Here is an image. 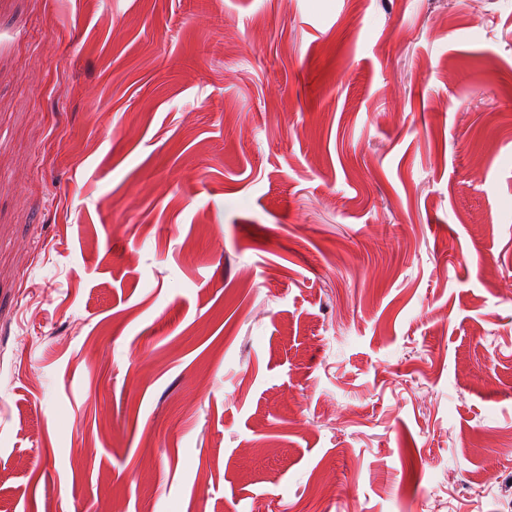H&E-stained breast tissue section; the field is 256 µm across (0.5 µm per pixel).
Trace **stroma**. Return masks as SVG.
<instances>
[{
    "instance_id": "obj_1",
    "label": "stroma",
    "mask_w": 512,
    "mask_h": 512,
    "mask_svg": "<svg viewBox=\"0 0 512 512\" xmlns=\"http://www.w3.org/2000/svg\"><path fill=\"white\" fill-rule=\"evenodd\" d=\"M512 0H0V512H512Z\"/></svg>"
}]
</instances>
